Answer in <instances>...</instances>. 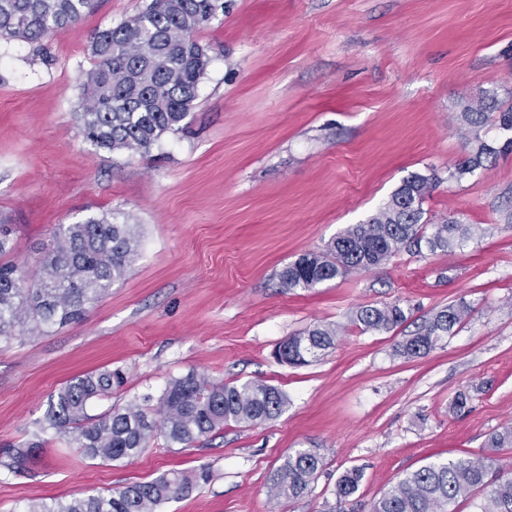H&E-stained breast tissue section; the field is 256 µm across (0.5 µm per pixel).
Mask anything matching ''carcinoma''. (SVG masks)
<instances>
[{
  "mask_svg": "<svg viewBox=\"0 0 512 512\" xmlns=\"http://www.w3.org/2000/svg\"><path fill=\"white\" fill-rule=\"evenodd\" d=\"M96 0H0V38L35 42L61 34L93 10ZM223 8L220 0H150L137 15L115 28L94 34L93 67L83 82L85 103L79 113L84 136L95 146L114 151L147 153L161 138L179 129L198 98L207 67L195 33ZM461 119L471 136L465 157L448 167V180L459 182L505 150L512 151V106L487 91L468 104ZM506 137L497 148L490 132ZM440 182L435 171L413 172L369 218L344 229L323 255L307 254L280 274L288 290L311 289L353 269L375 267L403 248L431 253L448 251L471 237L457 217L430 224L423 202ZM55 245L42 262L37 282L24 284L13 264H0V346L16 339V328L29 320L42 331L81 319L86 306L124 279L138 255L133 224H119L108 215L89 216L78 224L60 225ZM471 313L461 300L437 311L397 347L413 358L429 353ZM365 331H389L407 315L398 303L366 306L355 314ZM337 341V330L315 325L285 339L276 349L288 364L302 365ZM126 374L107 368L71 380L48 397V428L89 459L134 460L151 440L167 446L191 447L199 438L224 425H256L280 414L286 404L278 388L258 381L216 383L189 372L171 380L157 410L132 400L122 408L89 414L97 399L124 386ZM31 448H12L10 466L23 470ZM323 460L315 450L288 455L272 478L270 498L302 495ZM208 472L170 471L146 482H135L107 494L75 497L53 506L32 503L25 512H157L160 505L184 496ZM362 473L346 470L336 482L342 505L358 490ZM481 489L489 490L481 512H512V477L500 475L488 455L434 462L397 480L372 506V512H455L451 506Z\"/></svg>",
  "mask_w": 512,
  "mask_h": 512,
  "instance_id": "obj_1",
  "label": "carcinoma"
}]
</instances>
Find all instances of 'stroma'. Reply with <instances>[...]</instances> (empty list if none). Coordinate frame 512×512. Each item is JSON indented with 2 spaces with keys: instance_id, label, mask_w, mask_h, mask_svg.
I'll list each match as a JSON object with an SVG mask.
<instances>
[{
  "instance_id": "1",
  "label": "stroma",
  "mask_w": 512,
  "mask_h": 512,
  "mask_svg": "<svg viewBox=\"0 0 512 512\" xmlns=\"http://www.w3.org/2000/svg\"><path fill=\"white\" fill-rule=\"evenodd\" d=\"M148 2L98 0L39 46L0 39V222L13 230L0 261L38 279L55 228L93 214L135 225L139 239L126 278L82 320L0 348V512L202 468L209 481L160 512H336V482L354 467L363 478L345 507L371 512L433 461L487 454L512 472V446H488L512 428V152L447 179L466 151L465 105L486 91L512 104V0H223L196 33L209 64L179 130L143 155L104 151L79 121L92 37ZM432 169L441 182L423 207L433 223L474 227L461 247L403 249L309 291L282 288L288 264ZM461 299L472 312L453 335L396 354ZM392 302L408 316L394 330L355 324L357 308ZM317 324L336 328L335 347L304 366L275 358ZM106 367L127 383L99 412L159 399L193 370L265 382L287 403L190 448L158 439L131 462L91 460L48 429L47 400ZM25 442L40 449L12 472L3 447ZM302 448L322 468L303 495L270 501L276 470Z\"/></svg>"
}]
</instances>
